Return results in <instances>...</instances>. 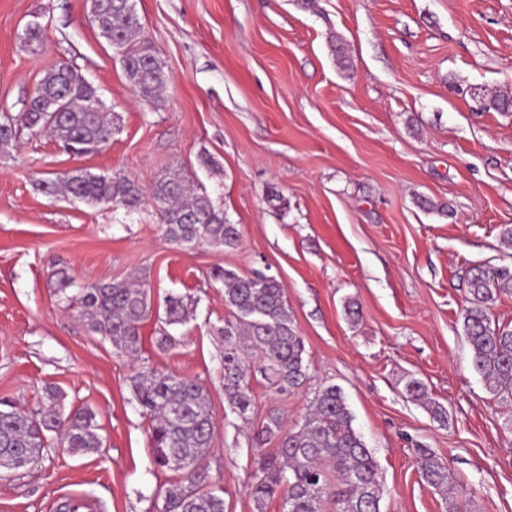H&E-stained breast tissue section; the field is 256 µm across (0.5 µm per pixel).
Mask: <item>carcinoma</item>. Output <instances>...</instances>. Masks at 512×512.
Masks as SVG:
<instances>
[{
  "instance_id": "cac0c4a2",
  "label": "carcinoma",
  "mask_w": 512,
  "mask_h": 512,
  "mask_svg": "<svg viewBox=\"0 0 512 512\" xmlns=\"http://www.w3.org/2000/svg\"><path fill=\"white\" fill-rule=\"evenodd\" d=\"M93 21L103 37L121 56L127 78L139 96L156 102L166 82L163 64L143 37L138 15L131 14L126 0H94ZM57 102L60 114L44 111L47 100ZM484 111L512 112V90L484 95ZM96 88L73 64H57L24 104L22 112L0 122V143L16 138L20 129L48 130L70 155L99 151L121 129L117 112L103 111ZM38 189L46 195L64 194L92 204L119 203L129 209L140 205L143 192L126 176L106 178L77 169L63 177L43 180ZM165 238L181 247L201 245L234 248L240 241L238 225L229 222L203 190H194L181 169H174L150 190ZM224 304L231 317L211 332L224 340V397L243 420L254 404L250 367L244 355L258 361L257 369L280 393L290 392L307 380L305 347L276 278L246 276L226 269L219 275ZM469 307L463 315V332L473 364L486 386L499 401L512 402V328L491 320V308L501 296L512 297V269L477 266L467 279ZM150 312L148 292L142 284L100 281L81 289L79 317L96 334L112 340L129 356L141 348V325ZM189 310L182 297L165 300L167 326L183 325ZM133 392L150 420V445L154 463L177 469L195 480L185 485L175 481L165 491L161 512H224V496L205 490V476L198 473L200 461L212 445L213 422L207 394L196 381L143 367L133 379ZM61 398L56 389L47 393L50 407L25 411L11 400H0V470H14L22 455H47L64 446L75 452L94 453L102 442L96 415L77 408L67 415L51 408ZM182 417H174V410ZM262 434L278 440V448L259 461L250 484L256 512H265L269 501L282 496V512H381L377 462L362 436L353 427V415L342 388L321 387L305 424L294 430L284 427L276 411L262 423ZM420 475L424 482L448 499V469L432 454L421 452Z\"/></svg>"
}]
</instances>
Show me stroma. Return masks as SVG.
Masks as SVG:
<instances>
[{
  "label": "stroma",
  "mask_w": 512,
  "mask_h": 512,
  "mask_svg": "<svg viewBox=\"0 0 512 512\" xmlns=\"http://www.w3.org/2000/svg\"><path fill=\"white\" fill-rule=\"evenodd\" d=\"M135 4L165 65L156 103L137 95L88 0H0V113L21 112L68 59L122 117L107 148L80 158L39 133L0 145V398L34 410L56 387L64 409L95 411L103 439L98 452L59 447L0 478V512H57L68 499L157 512L175 475L154 464L133 394L144 366L204 387L215 428L200 470L223 486L224 512H255L256 462L275 446L260 434L266 414L300 427L328 384L378 463L381 512H448L420 476L424 450L469 512H512V405L488 392L462 331L470 269L512 267V112L481 108L484 91L512 89V0ZM35 18L45 43L33 54L20 34ZM170 167L238 225V247L168 243L148 199L130 211L37 187L86 169L147 191ZM59 268L77 289L141 276L153 306L178 293L194 318L165 351L147 319L128 356L57 293ZM224 268L281 281L305 346L307 381L279 394L251 376L245 421L224 397L223 345L210 333L229 315ZM413 378L427 402L407 395Z\"/></svg>",
  "instance_id": "35a3bbf8"
}]
</instances>
